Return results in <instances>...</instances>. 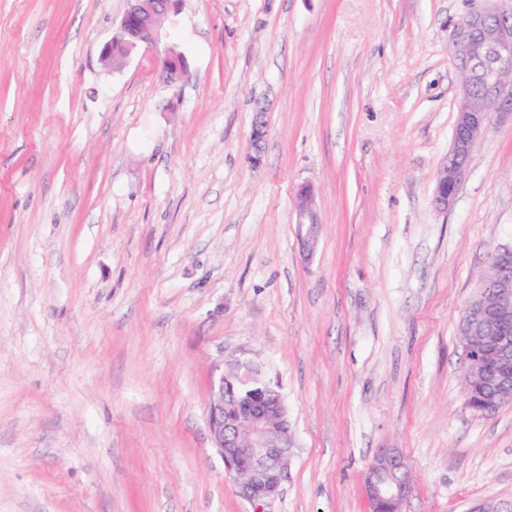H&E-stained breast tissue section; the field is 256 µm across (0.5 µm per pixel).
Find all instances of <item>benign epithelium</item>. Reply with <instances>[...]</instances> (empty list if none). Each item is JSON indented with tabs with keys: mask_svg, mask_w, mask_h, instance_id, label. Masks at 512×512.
<instances>
[{
	"mask_svg": "<svg viewBox=\"0 0 512 512\" xmlns=\"http://www.w3.org/2000/svg\"><path fill=\"white\" fill-rule=\"evenodd\" d=\"M181 0H129L117 33L145 25L149 36L141 41L153 46L159 41V21L178 9ZM474 11L449 26L448 48L467 75L458 86L456 121L448 159L440 169L433 202L440 210L452 204L465 178L472 151L490 129L492 117L512 112V8L498 7L499 0ZM163 73L170 84L184 80V59L167 52ZM267 133L266 112H255L251 131L252 159L260 160ZM297 223L308 226L303 245L313 250L318 217L313 187L304 183L296 192ZM494 275L487 279L460 323L463 348L468 352L466 379L481 380L483 391L473 392L468 407L484 415L512 404V249L495 252ZM251 381L248 401L231 414H224V387ZM208 426L214 448L226 470L239 475V493L254 502L279 492L288 469L293 435L282 394L258 377L247 364L223 374L213 384L208 406ZM370 506L403 504L411 489L408 464L395 448H381L368 466L364 480Z\"/></svg>",
	"mask_w": 512,
	"mask_h": 512,
	"instance_id": "obj_1",
	"label": "benign epithelium"
}]
</instances>
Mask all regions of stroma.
<instances>
[{
	"mask_svg": "<svg viewBox=\"0 0 512 512\" xmlns=\"http://www.w3.org/2000/svg\"><path fill=\"white\" fill-rule=\"evenodd\" d=\"M485 5L181 0L160 48L112 67L128 0H0V512H370L382 448L412 472L400 512L512 504V405L467 406L459 336L512 248V114L432 204L448 26ZM239 361L294 438L257 504L208 429ZM163 73L170 84H177L184 80L187 74V65L181 56H176L171 51L162 57ZM297 222L308 226V232L303 245L309 253L313 250L315 242V228L317 227L318 217L315 206V193L310 184H301L296 192ZM308 253V254H309Z\"/></svg>",
	"mask_w": 512,
	"mask_h": 512,
	"instance_id": "obj_1",
	"label": "stroma"
}]
</instances>
